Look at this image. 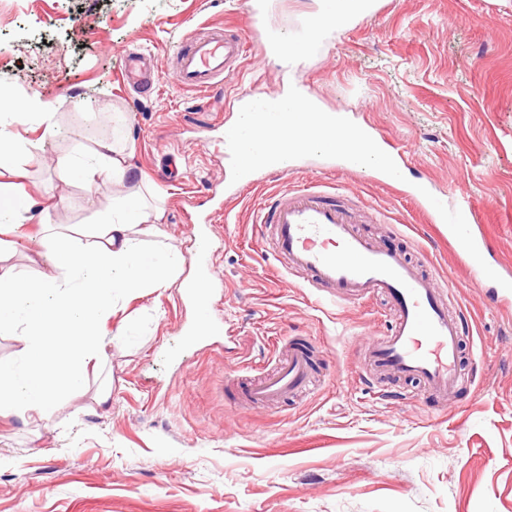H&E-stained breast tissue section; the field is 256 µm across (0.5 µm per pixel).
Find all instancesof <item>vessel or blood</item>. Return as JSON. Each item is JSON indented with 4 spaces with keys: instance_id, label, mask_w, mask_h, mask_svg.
<instances>
[{
    "instance_id": "obj_1",
    "label": "vessel or blood",
    "mask_w": 512,
    "mask_h": 512,
    "mask_svg": "<svg viewBox=\"0 0 512 512\" xmlns=\"http://www.w3.org/2000/svg\"><path fill=\"white\" fill-rule=\"evenodd\" d=\"M383 8L384 0H354L348 14L321 10L306 17L289 42L265 22L269 0H243L244 22L235 31L211 26L206 34L192 35L189 48L175 49L177 84L188 89L223 87L225 78L240 69L253 48L262 58H275L281 63L279 93L259 96L242 92L227 103L229 109L248 110L254 135L231 139L225 145L234 185L233 191L226 193V200H233L235 188L253 183L257 175L281 173L289 162L306 156V142L319 129L348 131L342 113L323 111L312 93L294 82L290 59L294 47L315 49L327 29L349 26L356 17L376 16ZM362 140L358 155L338 149L332 140L325 152L340 154L349 169L360 168L365 155H381L388 161L387 167L379 171L381 179H396L398 142L371 126ZM418 202L431 223L440 225L442 237L460 248L470 277L484 283V254L489 245L472 232L478 221L476 210L465 205L451 212L438 200L423 196ZM257 222L273 225L269 247L281 270L304 274L308 285L319 289L324 298L348 304L384 297L391 313L390 324L384 333L367 337L361 345L364 373L370 384L413 379L441 399L458 387L462 381V311L451 303L453 289L445 276L422 275L402 253L358 231V224L366 222L394 232V225L379 210L370 207L361 213L349 208L337 201L335 187L319 182L263 198ZM207 253L203 247L192 257L200 275L187 284L185 296L196 302L207 298L209 268L203 262ZM310 360L305 344H290L287 356L279 358L271 371L253 379L245 396L266 403L301 391L310 378Z\"/></svg>"
}]
</instances>
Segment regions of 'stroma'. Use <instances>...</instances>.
<instances>
[{"instance_id": "obj_1", "label": "stroma", "mask_w": 512, "mask_h": 512, "mask_svg": "<svg viewBox=\"0 0 512 512\" xmlns=\"http://www.w3.org/2000/svg\"><path fill=\"white\" fill-rule=\"evenodd\" d=\"M493 25H486V14ZM242 20L241 0H0V104L41 99L51 124L26 118L0 184H22L30 221L14 272L37 279L41 217L90 234L98 211L132 193L159 211L153 246L191 253L208 221L213 274L205 303L143 288L102 326L108 363L45 418L0 414V512H512V308L494 282L468 281L456 251L408 197L445 204L464 190L489 263L512 271V0H386L374 18L327 31L293 73L329 109L368 120L405 146L400 186L335 167L291 169L272 186L333 181L349 202L389 215L360 230L455 286L469 325L467 384L439 401L422 385L372 388L359 345L383 333V301L334 306L296 275L279 276L251 222L264 189L244 188L224 221L210 198L224 179V93L179 87L171 49L209 25ZM150 54L153 90L124 80L129 53ZM276 63L247 56L226 82L263 94ZM122 113L113 126V113ZM128 145L127 172L93 184L68 162L99 143ZM206 313L214 335L189 336ZM312 353L314 387L259 405L243 384L272 369L294 337ZM111 389L110 407L95 396Z\"/></svg>"}]
</instances>
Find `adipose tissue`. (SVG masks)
I'll return each mask as SVG.
<instances>
[{"mask_svg": "<svg viewBox=\"0 0 512 512\" xmlns=\"http://www.w3.org/2000/svg\"><path fill=\"white\" fill-rule=\"evenodd\" d=\"M124 178L123 148L102 145L92 164L72 166L73 178L94 181L102 173ZM27 194L17 184L0 186V257L14 245L15 230L28 219ZM98 238L83 242L55 225L42 226V243L52 274L39 280L0 269V334L21 336L25 372L0 362V403L6 412L45 416L57 404L49 389H81L90 367L106 360L108 342L98 327L117 301L152 284L175 287L186 259L175 249L148 251L139 237L151 233L139 195L123 197L98 219Z\"/></svg>", "mask_w": 512, "mask_h": 512, "instance_id": "ef3b65f1", "label": "adipose tissue"}]
</instances>
